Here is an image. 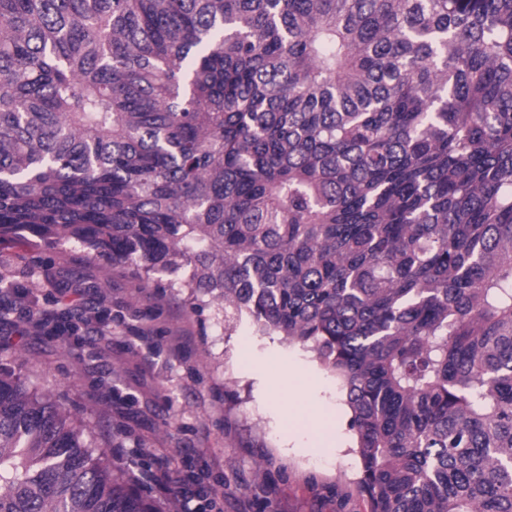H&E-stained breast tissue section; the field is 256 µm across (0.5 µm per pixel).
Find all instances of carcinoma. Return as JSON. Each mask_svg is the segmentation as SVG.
Here are the masks:
<instances>
[{
	"label": "carcinoma",
	"mask_w": 512,
	"mask_h": 512,
	"mask_svg": "<svg viewBox=\"0 0 512 512\" xmlns=\"http://www.w3.org/2000/svg\"><path fill=\"white\" fill-rule=\"evenodd\" d=\"M19 230L313 352L367 512H512V0H0ZM0 512L157 509L0 368Z\"/></svg>",
	"instance_id": "obj_1"
}]
</instances>
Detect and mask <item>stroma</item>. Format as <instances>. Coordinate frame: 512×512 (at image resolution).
<instances>
[{
  "mask_svg": "<svg viewBox=\"0 0 512 512\" xmlns=\"http://www.w3.org/2000/svg\"><path fill=\"white\" fill-rule=\"evenodd\" d=\"M0 275L15 284L0 296V363L64 396L125 470H178L152 500L187 488L193 512H336L359 477L350 410L311 352L24 231L0 239ZM60 308L76 325L64 336Z\"/></svg>",
  "mask_w": 512,
  "mask_h": 512,
  "instance_id": "35a3bbf8",
  "label": "stroma"
}]
</instances>
